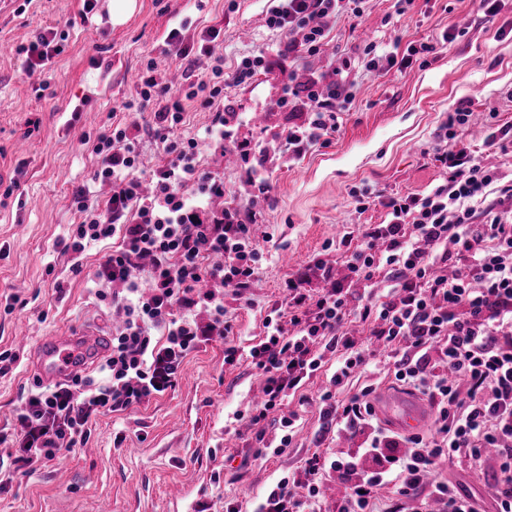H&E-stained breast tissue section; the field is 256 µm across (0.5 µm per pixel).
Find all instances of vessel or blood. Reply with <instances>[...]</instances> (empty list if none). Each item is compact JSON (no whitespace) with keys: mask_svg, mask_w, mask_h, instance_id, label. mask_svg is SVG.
Instances as JSON below:
<instances>
[{"mask_svg":"<svg viewBox=\"0 0 512 512\" xmlns=\"http://www.w3.org/2000/svg\"><path fill=\"white\" fill-rule=\"evenodd\" d=\"M108 347V338L101 330L71 328L41 343L33 354L35 373L43 384H59L88 370L107 353ZM373 405L379 417L405 433L422 430L431 419L424 401L401 390L382 392Z\"/></svg>","mask_w":512,"mask_h":512,"instance_id":"b4317fda","label":"vessel or blood"}]
</instances>
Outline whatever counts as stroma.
Returning <instances> with one entry per match:
<instances>
[{"label":"stroma","mask_w":512,"mask_h":512,"mask_svg":"<svg viewBox=\"0 0 512 512\" xmlns=\"http://www.w3.org/2000/svg\"><path fill=\"white\" fill-rule=\"evenodd\" d=\"M82 0H0V177L22 168L12 196L0 195V351L19 356L0 372V428L13 427L35 383L32 353L42 340L72 325L111 330V310L100 306L89 280L108 250L91 246L81 271L71 267L62 240L82 217L72 192L91 183L97 168L94 138L126 119L136 80L147 60L162 73L177 71L167 32L186 37L220 28L224 102L241 115L237 135L267 150L268 198L256 199L254 234L261 257L243 297L225 296L241 359L224 363L215 337L185 357L175 388L121 414L98 416L86 441L61 451L48 467L17 475L0 493V512H224L234 502L251 512L255 498L280 477L301 471L312 456L352 454L362 435L321 434L316 398L335 369L327 364L304 388L310 402L291 403L301 418L292 444L258 455L249 431H237L233 412L246 411L262 379L248 356L265 334L264 322L284 307L282 284L314 257L330 262L347 281L336 246L360 224H378L383 207L357 209L356 195L425 193L442 180L429 153L441 124L464 103L471 110L464 136L478 161L512 180V152L488 151L484 140L512 126V0L484 19L477 0H364L361 15L343 14L323 50L306 61L282 53L283 38L265 23L266 0H137L123 25H113L108 0L81 19ZM52 28L69 33L67 47L43 74L26 77L24 50ZM457 39L441 45L447 30ZM386 44L437 43L411 67L377 73L360 61L367 39ZM265 54L267 69L249 82L231 79L244 57ZM322 74L349 72L351 99L329 145L292 158L281 152L287 110L278 107L285 73L299 64ZM43 93H35V86ZM36 130H29L31 121ZM65 281L56 293L54 278Z\"/></svg>","instance_id":"obj_1"}]
</instances>
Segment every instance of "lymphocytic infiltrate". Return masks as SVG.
Listing matches in <instances>:
<instances>
[{"instance_id":"1","label":"lymphocytic infiltrate","mask_w":512,"mask_h":512,"mask_svg":"<svg viewBox=\"0 0 512 512\" xmlns=\"http://www.w3.org/2000/svg\"><path fill=\"white\" fill-rule=\"evenodd\" d=\"M269 2L267 27L284 36L286 52L301 58L319 52L346 8V0ZM219 35V29L207 30L194 52L185 46L181 29L168 32L166 44L188 68H211V79L189 82L184 96L173 93L154 62H147L140 75L138 99L153 106L151 134L168 156L153 174L151 192H144L138 175L132 144L136 120L113 124L96 138L93 179L111 184L112 194L102 203L89 190L74 192L72 204L84 219L69 227L64 249L77 270L88 247L111 241L92 282L99 300L120 309L124 319L97 376L38 386L12 435L0 433L10 461L0 474V491L15 472L34 473L74 447L98 414L126 411L175 387L188 352L233 333L224 317V297L241 296L254 279L260 256L252 235L256 214L242 203L214 211L227 189L223 178L200 171L199 141L239 155V196L268 195L271 185L261 174L266 155L233 137L239 114L215 107L224 97V66L213 46ZM350 87L344 76L301 81L288 75L287 93L305 99L309 112L306 123L283 133L293 156L329 144ZM188 100L211 110V122L202 138H173ZM469 116L462 103L443 123L432 152L443 180L429 193L386 197L376 191L359 197V210L379 205L386 217L346 233L340 244L358 280L383 281L379 296L356 303L340 288L312 291L304 276L285 280L287 322L266 320L264 338L249 351L264 377L263 397L237 414V421L259 443L268 427H279V445L288 447L299 416L283 407L332 354V387L320 397L323 429L353 434L368 427L372 433L353 455L326 464L315 456L302 475L281 477L259 496L254 512H316L320 484L332 475L345 485L339 512H404L411 499L434 503L437 512H480L478 498L462 484L433 477L439 461L456 457L468 459L480 473L494 462L488 484L492 512H512V183H498L496 173L477 162L457 134ZM492 186L502 209L477 211L476 202ZM457 258L464 266L448 271ZM144 269L151 280L147 294L139 282ZM199 307L208 322L191 318ZM355 320L366 324L370 339L387 351L396 381L433 407L432 433L401 435L377 426L374 385L338 399L337 389L371 364L349 329ZM364 458L372 460V468L361 467ZM388 485L398 494L389 503L380 497Z\"/></svg>"}]
</instances>
